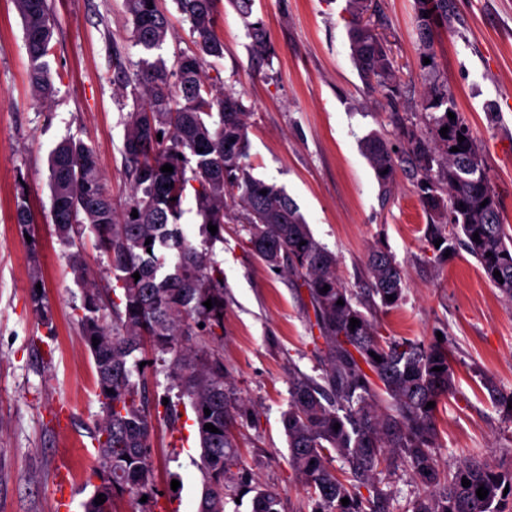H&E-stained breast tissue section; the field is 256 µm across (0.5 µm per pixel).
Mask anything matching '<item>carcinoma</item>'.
<instances>
[{"label": "carcinoma", "mask_w": 512, "mask_h": 512, "mask_svg": "<svg viewBox=\"0 0 512 512\" xmlns=\"http://www.w3.org/2000/svg\"><path fill=\"white\" fill-rule=\"evenodd\" d=\"M14 2L23 21L29 84L36 100L46 102L56 93L48 62L55 23L47 0ZM348 2L351 55L366 84L392 83L394 68L383 39L364 20L371 0ZM446 2L417 0L418 30L426 50L432 28L448 22ZM175 3L190 24L193 48L177 53L169 68L154 56L169 31L158 0H126L130 42L140 58L135 73L118 63L112 77L117 89H131L133 99L124 119L130 191L123 211L115 210L90 146L68 138L49 156L50 215L56 235L69 249L74 280L83 289L79 329L93 358L103 409L94 435L100 483L84 502V512H114L116 501L125 497L139 512H160L161 495L149 463L152 434L155 424L171 428L186 410L194 416L201 448L198 512H225L229 482L240 494L253 493L252 512H280L279 494L251 484L250 474L239 468L232 428L246 410L224 372L222 356L207 344L215 329L224 327V280L213 248L224 242V217L234 209L241 211L251 250L271 270L286 269L300 280L327 344L320 379L301 373L291 377L288 408L282 414L289 463L304 480L314 502L312 512H388L389 493L376 476L405 465L421 483L411 512H508L512 471L496 470L478 459L464 460L449 472L440 467L436 409L427 402L437 403L455 389L448 349L439 343L384 341L377 336L373 315L366 314L372 307L395 308L403 299V276L394 256L382 247L370 252L368 299L343 284L336 256L315 239L285 189L253 175L250 112L242 95L213 93V80L203 73L206 58L224 55L216 33L220 0ZM428 10L431 14L424 15ZM248 31L252 51L263 59L271 56L265 24L252 22ZM425 110L426 132L403 129L400 149L372 134L363 141V153L384 187L399 163L409 159L419 175L420 203L432 220L427 241L438 259H445L447 252L455 255L456 242L463 239L485 277L512 301V238L500 222L484 162L474 163L480 156L476 139L460 114L448 117L453 111L448 86L429 90ZM443 127L448 128L445 137L440 134ZM460 135L465 137L462 142ZM454 147L459 151H452ZM166 164L173 172L161 171ZM25 188L19 182L16 222L22 228L32 223ZM190 197L201 217L199 244L178 224ZM134 210L136 218L131 216ZM210 223L217 226L214 235ZM87 230L109 260L101 287L89 282L82 242ZM496 271L501 276H494ZM136 272L138 280L133 278ZM389 295L393 300H387ZM209 299L210 309L203 305ZM340 299L342 306L337 304ZM107 309L112 311L109 321ZM352 318L359 326L350 327ZM138 353L143 357H136ZM376 355L380 360H374ZM149 360L167 380L161 396L150 391L141 367ZM436 367L442 371H434ZM483 385L512 418V391H503L490 376ZM173 391L175 401L169 399ZM207 423L218 432L204 429ZM337 457L349 465L347 480L336 476L332 462ZM464 478L470 486H462ZM481 486L488 490L483 500L476 495ZM362 487L368 495L361 493ZM100 494L106 501L97 505ZM144 495L147 502L142 503ZM345 497L346 506L341 503Z\"/></svg>", "instance_id": "obj_1"}]
</instances>
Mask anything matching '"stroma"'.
Returning a JSON list of instances; mask_svg holds the SVG:
<instances>
[{
    "label": "stroma",
    "instance_id": "stroma-1",
    "mask_svg": "<svg viewBox=\"0 0 512 512\" xmlns=\"http://www.w3.org/2000/svg\"><path fill=\"white\" fill-rule=\"evenodd\" d=\"M55 20V96L38 103L28 85L22 20L0 0V512H70L98 484L92 435L103 412L91 354L80 338L82 290L50 217L48 156L62 139L91 146L116 203L129 193L123 118L132 101L112 83L116 63L137 61L125 0H48ZM347 0H254L274 48L251 50L244 19L223 0L217 33L224 56L204 70L218 89L239 92L250 110L249 160L256 177L283 187L314 237L336 257L349 287L362 286L371 247H385L405 275L403 301L375 314L386 339H443L455 390L438 405L437 457L452 470L475 457L512 469V419L491 400L482 376L512 390V302L465 251L441 263L428 244L429 216L416 178L398 171L381 188L362 152L378 134L399 140L400 124L423 125L428 82L447 84L469 125L512 235V0H448V22L423 52L417 0H375L396 81L368 90L349 43ZM494 105L496 119L486 107ZM26 184L32 222L20 230L15 197ZM240 214L225 219L214 247L224 276V332L210 346L251 415L233 429L240 466L275 490L280 512H311L289 464L281 414L294 372L319 377L326 350L305 289L275 274L247 243ZM46 316L33 310L34 277ZM150 462L167 512H198L200 448L188 419L159 427Z\"/></svg>",
    "mask_w": 512,
    "mask_h": 512
}]
</instances>
